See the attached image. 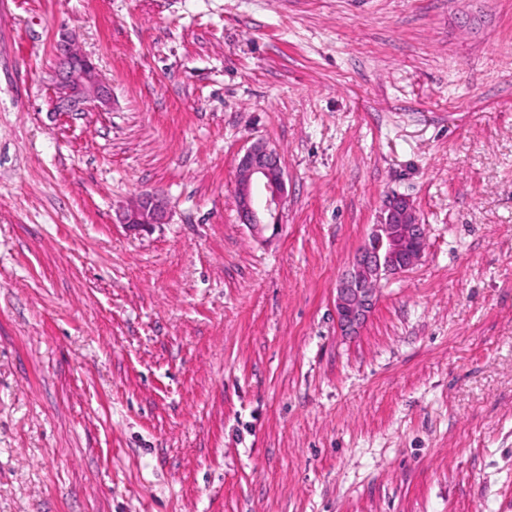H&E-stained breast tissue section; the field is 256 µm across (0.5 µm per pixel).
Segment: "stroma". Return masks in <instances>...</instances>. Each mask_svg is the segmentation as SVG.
<instances>
[{
  "label": "stroma",
  "mask_w": 512,
  "mask_h": 512,
  "mask_svg": "<svg viewBox=\"0 0 512 512\" xmlns=\"http://www.w3.org/2000/svg\"><path fill=\"white\" fill-rule=\"evenodd\" d=\"M65 32L109 107L51 113ZM0 512H512V0H0ZM285 192L278 154L263 142L253 144L238 162V203L242 223L254 230L265 224L278 227L276 217ZM265 215L274 220L265 221ZM167 213L166 202L159 194L145 193L135 205L126 209L122 224L134 230L149 224H164ZM425 225L419 224L400 197L387 200L369 242L358 252L336 287V314L344 331L354 332L374 305L376 284L385 276L406 272L422 257Z\"/></svg>",
  "instance_id": "obj_1"
}]
</instances>
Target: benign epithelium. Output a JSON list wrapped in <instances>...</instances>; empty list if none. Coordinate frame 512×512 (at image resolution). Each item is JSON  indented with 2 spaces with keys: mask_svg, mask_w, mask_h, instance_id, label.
<instances>
[{
  "mask_svg": "<svg viewBox=\"0 0 512 512\" xmlns=\"http://www.w3.org/2000/svg\"><path fill=\"white\" fill-rule=\"evenodd\" d=\"M110 87L103 81L97 65L74 50L73 40L55 47V112H84L108 104ZM286 192L278 154L265 143L248 148L238 162V203L242 223L253 229L267 224L265 216L275 218ZM167 220V205L157 193H145L126 209L122 223L132 229ZM425 225L416 221L408 202L400 197L387 200L380 223L373 225L369 242L358 252L351 267L336 287V314L343 330L353 332L374 305L376 284L385 276L403 273L422 257Z\"/></svg>",
  "mask_w": 512,
  "mask_h": 512,
  "instance_id": "benign-epithelium-1",
  "label": "benign epithelium"
}]
</instances>
